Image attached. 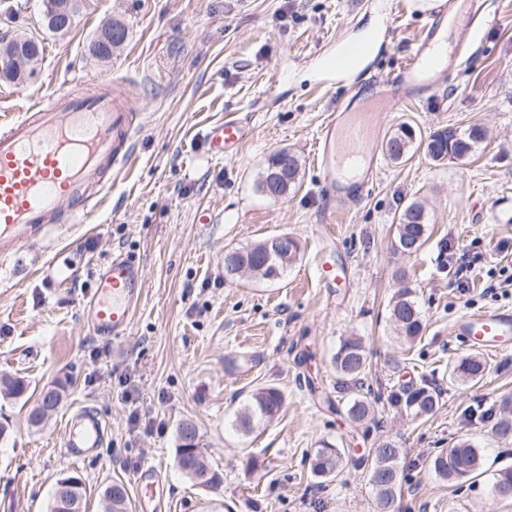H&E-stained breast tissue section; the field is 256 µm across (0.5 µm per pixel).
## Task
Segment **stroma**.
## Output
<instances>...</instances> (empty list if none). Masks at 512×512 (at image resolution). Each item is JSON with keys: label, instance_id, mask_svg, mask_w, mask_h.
Here are the masks:
<instances>
[{"label": "stroma", "instance_id": "35a3bbf8", "mask_svg": "<svg viewBox=\"0 0 512 512\" xmlns=\"http://www.w3.org/2000/svg\"><path fill=\"white\" fill-rule=\"evenodd\" d=\"M42 0H0V39L25 32L44 53L24 82L0 80V117L61 95L117 91L132 115L136 159L92 176L110 191L90 225L54 224L43 239L0 260V372L28 393L60 385L64 399L39 428L29 402L0 398V512H48L58 478L81 477L89 512H102L113 482L136 502L137 472L157 467L166 497L157 512H376L369 482L372 450L401 448L397 512H512L493 490L512 464V437L493 425L512 403V349L487 355L478 384L450 381L470 355L457 320L489 308L512 309V287L485 293L489 277L512 278V0H496L469 59L443 85L400 103L380 123L428 136L448 126L481 125L487 140L465 159L438 164L414 152L382 158L378 177L348 205L329 196L312 160L321 126L337 107L362 108L395 91V77L427 18L413 0H86L68 33L41 22ZM129 29L110 62L86 46L108 18ZM375 32L363 67L323 69L320 57L342 39ZM234 120L247 136L216 158L207 133ZM302 160L301 182L270 199L256 182L270 152ZM426 207L429 237L408 257L393 248V217L407 202ZM288 233L301 253L276 283L228 280L224 251ZM475 268L458 277L462 255ZM139 267L141 306L120 336L94 335L82 318L95 272L115 258ZM69 265L67 282L44 281L43 264ZM343 281L319 280L322 263ZM410 287L426 317L407 344L388 304ZM368 352L371 416L352 422L354 394L336 385L332 356L341 339ZM429 382L436 412L420 419L394 405L395 393ZM281 390L284 404L252 433L235 428L258 388ZM93 409L105 427L97 455L65 458V417ZM195 423L219 487L194 484L177 466L178 427ZM460 439L483 458L480 476L448 484L432 460ZM329 442L347 464L316 478L311 460Z\"/></svg>", "mask_w": 512, "mask_h": 512}]
</instances>
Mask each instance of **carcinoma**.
<instances>
[{"label": "carcinoma", "instance_id": "obj_1", "mask_svg": "<svg viewBox=\"0 0 512 512\" xmlns=\"http://www.w3.org/2000/svg\"><path fill=\"white\" fill-rule=\"evenodd\" d=\"M486 131L473 126L464 133L448 126L431 132L426 138L417 137L416 131L409 125H400L387 139L384 147L386 155L396 163L410 159L411 152L423 150L433 161L444 163L460 160L472 153L485 141ZM301 161L297 154L285 148L273 151L266 163L256 189L268 198H283L293 190L299 180ZM428 218L422 203H408L398 215L394 230L396 250L412 255L418 253L427 241ZM300 246L293 236H288V247L278 250L266 246L260 241L241 248H228L224 251V269L247 266L251 277L261 282H275L284 278L288 267L297 260ZM390 319L396 326L400 337L407 343H413L425 332V316L413 298L409 288L399 289L389 305ZM336 369L337 386L344 389H364L362 377L369 369L368 353L360 339L348 337L340 344L332 357ZM488 369L485 358L473 353L450 369V378L461 382L482 380ZM26 386L18 377L9 373L0 374V398L18 399L24 395ZM64 389L51 386L41 391L34 406L27 415L28 424L37 428L42 424L43 416L38 410L55 412L63 399ZM396 403L403 406L415 417L432 415L437 406L435 391L427 384L409 387L397 396ZM283 395L275 387L258 388L252 392L246 405L236 417L239 431L245 435L263 422L272 420L280 411ZM370 413L368 400L362 396L350 403L347 414L350 420L360 422ZM401 449L389 441H383L373 450V460L369 470L370 483L375 491L377 512H390V503L402 491V482L398 468ZM177 456L183 459V474L191 481L202 486H215L221 483V475L209 465L200 445V436L196 425L184 421L178 429ZM482 465L481 454L468 441L459 440L447 451L437 455L432 461V469L441 479L453 484L477 476ZM344 468L342 449L330 443L316 449L312 472L321 478L339 475ZM493 489L497 495L512 498V467H505L495 473ZM104 512H128V495L125 486L115 482L103 492ZM86 512V489L82 480L67 489L55 484L49 512Z\"/></svg>", "mask_w": 512, "mask_h": 512}]
</instances>
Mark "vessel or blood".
Masks as SVG:
<instances>
[{
  "instance_id": "obj_1",
  "label": "vessel or blood",
  "mask_w": 512,
  "mask_h": 512,
  "mask_svg": "<svg viewBox=\"0 0 512 512\" xmlns=\"http://www.w3.org/2000/svg\"><path fill=\"white\" fill-rule=\"evenodd\" d=\"M416 41L413 54L401 68L408 98L420 90L447 81L451 66L476 36L475 30L446 20L432 11ZM363 43L349 41L336 53L323 56L324 67L345 72L349 59L361 56ZM127 118L111 97L94 94L66 96L48 106L37 105L0 123V258L22 251L46 225L56 223L63 202H71L69 221L84 224L98 202L88 190L92 172L129 163L131 149H118L117 140ZM382 130L371 112L331 119L316 139L314 160L324 174L330 193L363 188L378 162ZM245 127L227 121L210 133L214 154L238 150ZM142 282L133 261L119 258L102 267L93 278L83 305L84 320L97 336H118L129 327L142 297ZM456 333L471 347L486 352L512 348V310L487 309L460 318ZM64 453L69 460L91 456L102 442V423L89 413L71 416L63 426ZM143 512L162 497L156 469L142 472Z\"/></svg>"
}]
</instances>
